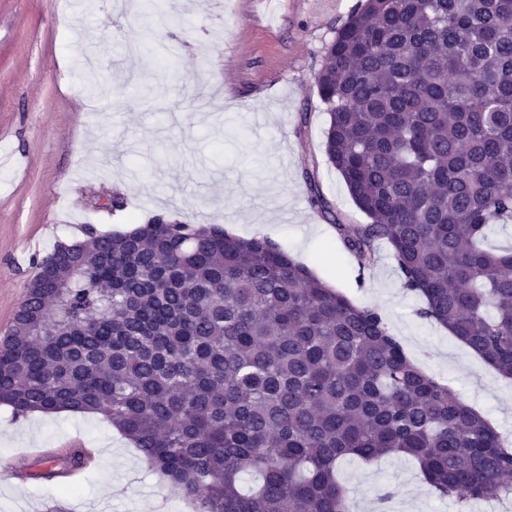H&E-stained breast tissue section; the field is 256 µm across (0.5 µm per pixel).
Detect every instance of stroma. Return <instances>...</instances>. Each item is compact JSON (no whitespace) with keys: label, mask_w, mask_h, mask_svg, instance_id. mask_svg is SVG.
<instances>
[{"label":"stroma","mask_w":512,"mask_h":512,"mask_svg":"<svg viewBox=\"0 0 512 512\" xmlns=\"http://www.w3.org/2000/svg\"><path fill=\"white\" fill-rule=\"evenodd\" d=\"M357 0H0V337L36 262L85 228L123 231L162 214L268 237L324 282L382 312L406 353L497 430L512 433V380L418 313L388 248L359 269L313 213L303 159L320 152L328 116L314 77L324 47ZM313 115L298 132L300 113ZM324 195L355 224L337 171ZM120 194L123 212L98 208ZM75 437L97 455L58 491L40 477L0 484V512H30L46 496L75 512H198L148 469L96 413L13 417L0 407V460ZM352 512H512V492L461 505L437 496L415 464L393 455L344 460Z\"/></svg>","instance_id":"obj_1"}]
</instances>
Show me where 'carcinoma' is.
Instances as JSON below:
<instances>
[{"instance_id":"cac0c4a2","label":"carcinoma","mask_w":512,"mask_h":512,"mask_svg":"<svg viewBox=\"0 0 512 512\" xmlns=\"http://www.w3.org/2000/svg\"><path fill=\"white\" fill-rule=\"evenodd\" d=\"M323 154L369 219L314 212L359 267L386 242L419 314L512 378V0H358L315 76ZM0 339V406L102 415L202 512H351L348 457L414 460L441 497L493 499L512 448L421 371L384 315L265 236L153 217L59 242ZM76 449L46 469L81 468ZM254 474L256 490L237 486Z\"/></svg>"}]
</instances>
